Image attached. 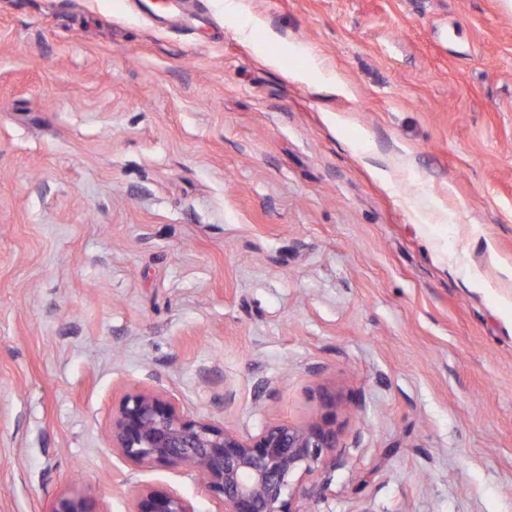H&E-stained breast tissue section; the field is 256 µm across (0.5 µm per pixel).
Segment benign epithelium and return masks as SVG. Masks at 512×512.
I'll return each mask as SVG.
<instances>
[{
    "label": "benign epithelium",
    "mask_w": 512,
    "mask_h": 512,
    "mask_svg": "<svg viewBox=\"0 0 512 512\" xmlns=\"http://www.w3.org/2000/svg\"><path fill=\"white\" fill-rule=\"evenodd\" d=\"M112 447L138 468L186 467L200 473L224 512H303L293 483L297 472L318 469L336 447L327 424L265 427L243 437L207 421L189 419L146 390L127 395L112 418ZM55 512H95L85 499H63ZM133 512H195L165 487H146Z\"/></svg>",
    "instance_id": "obj_1"
}]
</instances>
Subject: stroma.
I'll return each mask as SVG.
<instances>
[{
    "mask_svg": "<svg viewBox=\"0 0 512 512\" xmlns=\"http://www.w3.org/2000/svg\"><path fill=\"white\" fill-rule=\"evenodd\" d=\"M0 0V512L189 469L149 390L336 431L303 512H512V0Z\"/></svg>",
    "mask_w": 512,
    "mask_h": 512,
    "instance_id": "obj_1",
    "label": "stroma"
}]
</instances>
